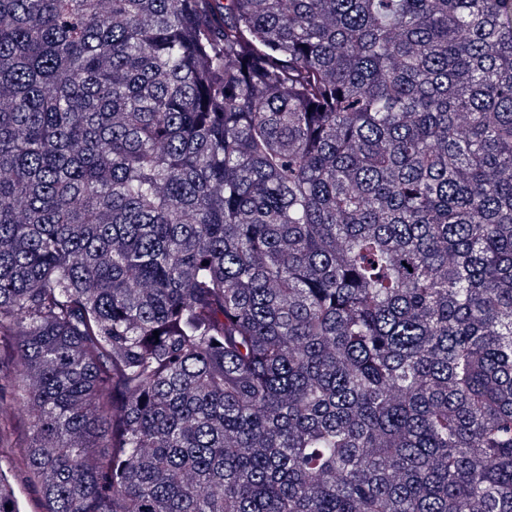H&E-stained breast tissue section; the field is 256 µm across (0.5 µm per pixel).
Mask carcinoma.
Here are the masks:
<instances>
[{
    "mask_svg": "<svg viewBox=\"0 0 512 512\" xmlns=\"http://www.w3.org/2000/svg\"><path fill=\"white\" fill-rule=\"evenodd\" d=\"M3 342L45 512H512V0H0Z\"/></svg>",
    "mask_w": 512,
    "mask_h": 512,
    "instance_id": "carcinoma-1",
    "label": "carcinoma"
}]
</instances>
